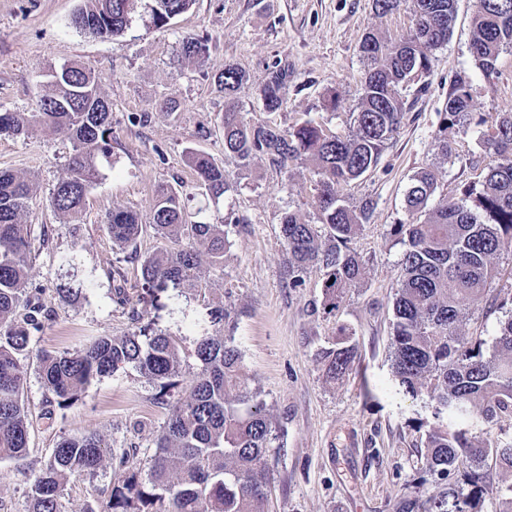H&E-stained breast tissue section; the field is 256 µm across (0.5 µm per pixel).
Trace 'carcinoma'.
Returning a JSON list of instances; mask_svg holds the SVG:
<instances>
[{"mask_svg": "<svg viewBox=\"0 0 512 512\" xmlns=\"http://www.w3.org/2000/svg\"><path fill=\"white\" fill-rule=\"evenodd\" d=\"M139 0H84L71 24L92 18L90 34L111 38L124 32ZM193 0H150L152 25L165 29L186 12ZM458 0H375L387 13L405 7L413 18L410 34L389 43L375 33L361 45L366 80L354 131L348 137L326 132L313 119L290 129L274 124L247 125L233 105L246 83L245 74L224 64L218 85L226 99L220 123L224 152L242 167L266 156L283 169L308 161L318 180L315 205L319 223L309 224L293 213L281 223L288 254V286L298 288L308 270L321 272L324 306L336 310L346 293L363 277L362 260L353 247L359 228L373 209L365 200L350 207L336 185L362 178L376 169L381 154L405 116L401 90L422 82L430 70V52L448 41ZM470 54L484 78L496 73L501 51L512 46V0H477L472 20ZM182 56L203 61L207 41L185 37ZM291 74L287 67L269 71L260 89L267 112L284 104ZM51 92L32 112L0 113V133L26 138L34 132L63 135L72 144L64 174L50 192L54 210L69 223H80L92 185L99 177L98 156H107L112 135L111 106L103 97L101 79L74 60L50 71ZM472 81L459 73L438 113L433 147L446 157L460 136H472L495 158L478 180L458 197L431 204L437 183L434 173L417 172L405 196L410 220L393 225L405 246L401 274L393 301L392 368L396 394L424 401L432 422L425 429L424 458L429 473L444 480L447 489L424 501L406 499L401 512H484L488 498L498 501L497 512H512V314L498 322L491 353L486 340L466 336L460 324L466 310L486 300L498 309L512 304V292L491 295L499 279L494 257L512 251V113L496 116L472 109ZM187 161L200 186L214 201L231 191L224 169L206 153L189 149ZM33 191L32 179L0 170V460H19L29 449V426L21 396L26 384L33 335L52 320L53 310L25 295L33 257L34 225L22 222ZM244 219L228 217L225 224L189 222L183 191L157 189L149 226L161 238L181 242L174 250L158 251L141 261L143 286L172 289V311H182L186 290L204 265L224 264L228 230ZM143 227L131 210L107 215L112 242L128 246ZM90 279L82 260L66 256L60 263L55 291L64 301L85 295ZM224 320L217 308L198 328L193 357L196 372L180 390L183 363L181 338L167 331L146 335L100 336L69 352L45 350L37 356V371L49 402L65 408L76 402L92 381L133 367L157 390L168 407L167 418L154 439L155 452L147 470L128 466L136 449L121 454L118 473L103 512H260L267 497L270 474L267 453L273 438L259 393L241 381L242 353L215 326ZM333 346L319 358L329 378L339 380L357 355L353 333L344 325ZM504 423L493 440L482 438L489 424ZM108 454L107 444L94 433L61 438L45 467L30 479L28 512H60L64 485L72 478L92 476ZM503 477H490L488 461Z\"/></svg>", "mask_w": 512, "mask_h": 512, "instance_id": "cac0c4a2", "label": "carcinoma"}]
</instances>
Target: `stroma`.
I'll return each instance as SVG.
<instances>
[{
  "label": "stroma",
  "mask_w": 512,
  "mask_h": 512,
  "mask_svg": "<svg viewBox=\"0 0 512 512\" xmlns=\"http://www.w3.org/2000/svg\"><path fill=\"white\" fill-rule=\"evenodd\" d=\"M476 2L458 0L448 42L430 54L426 90H403L406 115L377 168L336 187L346 204L369 200L374 207L354 239L366 263L364 278L330 312L323 308L318 271L309 272L302 287H289L281 236L285 214L317 221L313 168L298 160L281 170L265 157L244 168L225 155L218 129L225 100L217 77L228 63L245 73L235 103L249 123L286 129L309 117L348 135L365 77L362 39L370 31L390 42L407 36L408 10L381 15L373 0H195L169 29H156L139 11L123 35L102 39L71 25L82 0H0V112L33 111L50 90L51 68L74 59L100 75L112 105L111 154L99 160L80 224L68 223L50 203L70 141L0 134V169L36 180L22 216L34 227L36 252L26 293L54 310L31 341L22 395L29 453L19 462L0 460V512H27L29 478L64 436L97 433L111 453L94 476L70 479L61 512H85L90 505L101 512L96 492L113 482L124 449H137L136 465L146 467L167 408L156 403L155 388L134 368L93 381L63 409L48 402L34 369L41 351L73 350L94 336L126 334L134 325L128 319L132 307L141 315L136 325L176 334L187 347L196 336L192 319L223 308L221 332L241 350L244 379L259 391L275 435L263 512H399L403 499L443 490V481L426 469L416 428L424 409L393 393L388 355L403 246L391 227L408 219L404 197L417 171L433 170L437 196H453L494 162L468 136L446 158L431 145L437 114L460 72L472 78L474 111L512 113V48L501 52L489 79L470 54ZM186 35L207 38L204 63L179 57ZM277 65L288 66L292 77L283 107L267 112L258 93ZM332 93L339 99L334 110L327 104ZM165 100L175 102L177 112H162ZM189 147L223 168L232 187L224 198L204 195L186 160ZM176 184L192 220L220 224L231 212L240 219L229 228L223 265L206 270L182 315L172 312L168 292L141 286L136 259L163 247V240L147 228L135 247L125 249L105 228L115 209L149 219L158 187ZM71 254L81 257L93 286L85 299L63 302L54 291L56 272ZM118 286L129 296V308L116 304ZM342 325L353 331L358 355L349 376L335 382L316 353L336 342Z\"/></svg>",
  "instance_id": "obj_1"
}]
</instances>
